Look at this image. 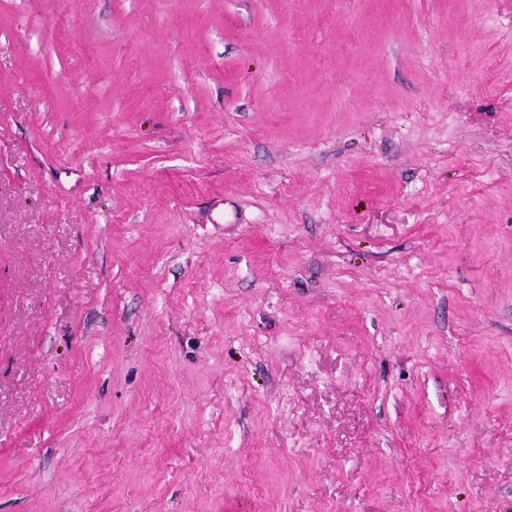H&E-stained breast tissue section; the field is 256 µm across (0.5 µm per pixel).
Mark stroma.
I'll return each mask as SVG.
<instances>
[{
	"label": "stroma",
	"instance_id": "1",
	"mask_svg": "<svg viewBox=\"0 0 512 512\" xmlns=\"http://www.w3.org/2000/svg\"><path fill=\"white\" fill-rule=\"evenodd\" d=\"M512 512V0H0V512Z\"/></svg>",
	"mask_w": 512,
	"mask_h": 512
}]
</instances>
